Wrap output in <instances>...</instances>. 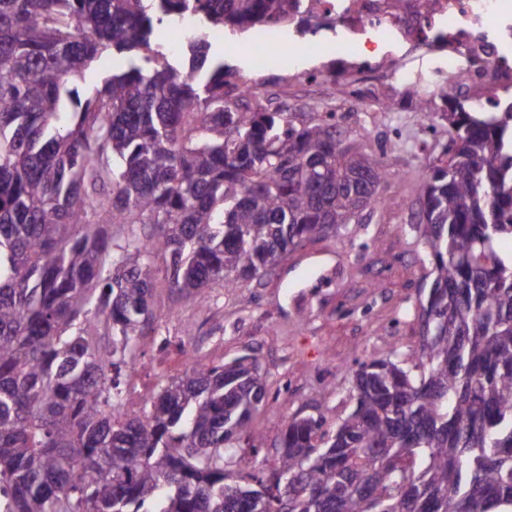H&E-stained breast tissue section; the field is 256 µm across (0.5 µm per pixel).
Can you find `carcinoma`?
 <instances>
[{
    "label": "carcinoma",
    "instance_id": "obj_1",
    "mask_svg": "<svg viewBox=\"0 0 512 512\" xmlns=\"http://www.w3.org/2000/svg\"><path fill=\"white\" fill-rule=\"evenodd\" d=\"M302 0H0V499L6 512H512V100L437 94L452 153L416 183L433 266L420 343L358 364L329 434L295 416L275 466L233 473L267 404L241 356L165 381L142 414L122 371L154 318L153 265L190 304L380 209L384 160L336 114L295 125L224 89L212 43L171 61L178 16L245 33ZM129 55L84 97L102 55ZM423 117L433 94L411 85ZM116 224H149L115 239ZM103 323L112 347L90 338ZM172 28L182 37H186L198 32L195 21L188 16L176 18L173 22ZM172 28H168L167 26L159 28L155 33L153 41L155 44H159L163 47V50L169 59H171V57L174 58L180 55V36L177 32L173 31ZM175 44L177 46L173 47L172 45Z\"/></svg>",
    "mask_w": 512,
    "mask_h": 512
}]
</instances>
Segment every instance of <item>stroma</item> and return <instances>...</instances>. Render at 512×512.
Here are the masks:
<instances>
[{
    "label": "stroma",
    "mask_w": 512,
    "mask_h": 512,
    "mask_svg": "<svg viewBox=\"0 0 512 512\" xmlns=\"http://www.w3.org/2000/svg\"><path fill=\"white\" fill-rule=\"evenodd\" d=\"M249 41L228 33L213 42L211 52L252 79L269 111L288 108L297 122L335 113L349 142L386 161L388 204L364 211L338 232L302 240L262 277L233 288L210 284L203 306L180 302L163 264L155 263V321L126 378L127 403L150 408L161 379L242 355L255 358L269 404L237 443L233 468L241 472L273 466L292 417L320 415L324 430L334 429L354 407L357 363L391 348L403 353L418 348L419 300L432 280V264L415 230L420 206L414 180L427 174L441 148L392 65L402 64L412 80L430 88L448 74L444 57L392 45L379 50L376 69L365 73L361 59H342L329 44L318 53L297 55L294 67L257 74ZM308 69L335 70L341 81L360 84L362 92L330 96L327 83L302 78Z\"/></svg>",
    "instance_id": "1"
}]
</instances>
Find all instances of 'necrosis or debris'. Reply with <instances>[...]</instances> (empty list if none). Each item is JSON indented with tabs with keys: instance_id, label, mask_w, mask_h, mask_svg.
Returning a JSON list of instances; mask_svg holds the SVG:
<instances>
[{
	"instance_id": "1",
	"label": "necrosis or debris",
	"mask_w": 512,
	"mask_h": 512,
	"mask_svg": "<svg viewBox=\"0 0 512 512\" xmlns=\"http://www.w3.org/2000/svg\"><path fill=\"white\" fill-rule=\"evenodd\" d=\"M305 23L278 51L253 53L255 72L317 52L324 39L337 51L376 55L384 42L448 57L466 87L488 93L512 88V0H438L422 18L418 0H306Z\"/></svg>"
}]
</instances>
